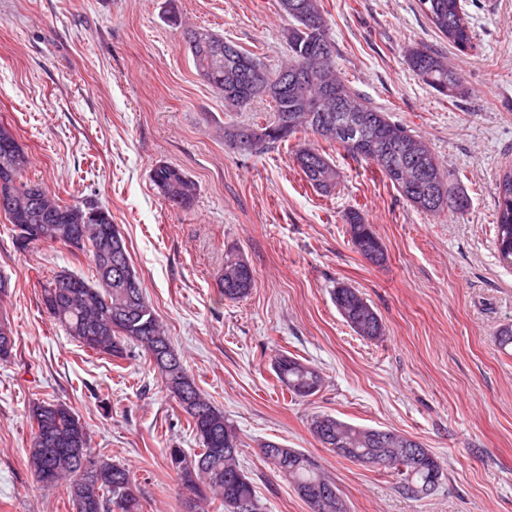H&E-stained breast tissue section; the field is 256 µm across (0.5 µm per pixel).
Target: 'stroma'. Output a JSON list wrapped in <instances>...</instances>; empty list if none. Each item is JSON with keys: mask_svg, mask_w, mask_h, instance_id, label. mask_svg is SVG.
Wrapping results in <instances>:
<instances>
[{"mask_svg": "<svg viewBox=\"0 0 512 512\" xmlns=\"http://www.w3.org/2000/svg\"><path fill=\"white\" fill-rule=\"evenodd\" d=\"M474 47L459 52L418 0H323L340 75L362 98L423 137L469 198L461 214L407 204L371 165L330 149L339 173L328 196L303 179L287 146L244 152L224 141L231 123H262L267 102L242 111L197 74L166 0H0V121L31 155L32 180L62 201L90 199L112 213L150 305L210 402L234 425L239 462L266 512H309L256 448L277 440L315 457L348 512H512V267L495 245L497 184L512 171V0H463ZM190 24L260 55L288 57L289 22L277 0H178ZM427 45L458 70L469 93L449 100L409 69L405 51ZM161 163L196 184L187 209L151 181ZM372 224L387 255L355 249L342 217ZM252 267L256 285L220 299L224 254ZM66 270L86 280L88 258L70 248L17 251L0 213V277L10 294L0 321L15 347L0 360V512H72L63 489L30 470L26 411L67 402L91 446L129 465L141 512H186L166 449L196 446L185 414L133 350L122 365L88 351L45 313L41 288ZM356 288L381 317L367 340L331 298ZM309 361L318 394L290 398L272 369L279 354ZM406 434L431 450L445 477L410 497L388 472L336 456L311 434L313 416Z\"/></svg>", "mask_w": 512, "mask_h": 512, "instance_id": "35a3bbf8", "label": "stroma"}]
</instances>
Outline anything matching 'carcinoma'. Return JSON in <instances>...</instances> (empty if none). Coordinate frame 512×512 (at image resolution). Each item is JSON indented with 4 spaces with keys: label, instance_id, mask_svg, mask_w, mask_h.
Masks as SVG:
<instances>
[{
    "label": "carcinoma",
    "instance_id": "1",
    "mask_svg": "<svg viewBox=\"0 0 512 512\" xmlns=\"http://www.w3.org/2000/svg\"><path fill=\"white\" fill-rule=\"evenodd\" d=\"M422 14L463 52L472 47L473 30L465 19L461 0H418ZM280 14L291 21L287 31L288 63L277 70L267 68L262 58L235 42L233 54L224 53V36L209 29L183 24L176 0H167L166 20L182 29L187 53L201 79L224 93V101L242 108L254 102L272 105L273 119L264 124L224 127V141L236 146L242 138L251 141L252 151L274 149L299 133L319 128V138L339 145L354 161L373 165L396 188L404 201L430 215L461 213L469 206L464 190L450 184L438 155L418 135L392 122L359 96L336 74L333 43L321 0H277ZM409 68L429 87L450 99L468 94L462 77L424 44L406 53ZM272 82L288 71V85L270 97L254 90L245 79L248 65ZM334 100L347 106L366 127V133L345 140L324 126L322 113L312 111L311 101ZM293 159L304 180L316 191L330 195L336 188L338 172L324 148L298 143ZM32 166L28 151L17 141L11 128L0 123V212L12 226L34 224L39 233L32 242L60 244L90 253L96 283L67 271L56 273L41 289V302L48 316L59 323L82 347L113 359L128 358V344L140 348L156 368L166 390L177 399L199 448L186 453L182 448L166 449L169 469L180 490L190 500H220L224 512H240L241 502L254 505L252 512H264L252 478L238 463L239 436L236 428L201 393L188 372L184 357L175 352L154 309L145 298L139 277L129 287L115 281L103 269L114 257L129 255L126 240L112 213L92 200L69 205L56 203L46 188L26 178ZM151 180L172 207L191 206L196 185L180 168L162 163L153 168ZM99 210L96 221L83 220L84 211ZM351 240L359 253L381 244L372 225L359 209L344 214ZM496 241L500 261L512 267V172L498 184ZM255 287L251 266L239 263L231 251L224 270L216 280L220 297L239 300ZM336 309L354 332L366 339L382 334V322L359 292L345 283L331 290ZM15 338L10 325L0 323V360H7ZM277 380L291 397L301 399L321 391L323 377L317 367L294 356L274 359ZM32 439L28 463L37 481L45 487H65L73 512H140L141 489L130 468L94 452L88 429L73 408L62 401H34L28 407ZM311 431L326 448H382L377 468L393 470L400 477L399 489L407 495L429 494L439 484L443 470L427 448L415 463L399 456L388 446L387 437L371 428L353 425L329 414L312 419ZM279 459L262 461L284 478L306 502L310 512H336V484L311 455L282 445Z\"/></svg>",
    "mask_w": 512,
    "mask_h": 512
}]
</instances>
